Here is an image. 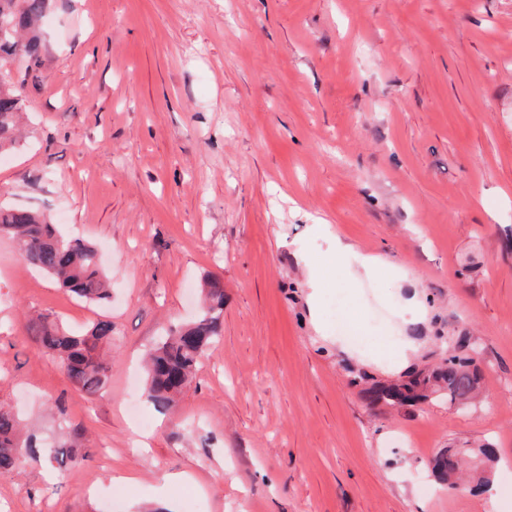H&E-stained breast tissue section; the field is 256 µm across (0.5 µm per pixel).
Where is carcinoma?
<instances>
[{
	"instance_id": "obj_1",
	"label": "carcinoma",
	"mask_w": 512,
	"mask_h": 512,
	"mask_svg": "<svg viewBox=\"0 0 512 512\" xmlns=\"http://www.w3.org/2000/svg\"><path fill=\"white\" fill-rule=\"evenodd\" d=\"M47 0H0V22L11 34L0 38V68L21 57L37 65L43 53L39 24ZM23 88L0 79V156L19 144ZM0 233L11 235L23 263L34 266L81 300L104 306L110 302V278L102 269L96 247L81 239L59 235L47 218L27 208H0ZM205 299L199 316L176 333L157 343L149 353L145 394L148 402L164 410L172 405L191 381L211 345L221 336L224 288L218 281L204 284ZM35 340L38 348L58 360L70 384L94 394L108 379L109 355L103 348L112 343V321L102 318L84 334H73L47 316L38 317ZM480 374L472 357L451 355L433 370L412 371L397 385L374 383L368 394L389 406H413L434 392L450 403H464L477 391ZM75 432L56 444L34 435L22 437L18 417L0 407V476L11 475L21 454L62 469L80 462L75 454ZM434 470L443 481L461 472V459L453 448H445L434 459Z\"/></svg>"
}]
</instances>
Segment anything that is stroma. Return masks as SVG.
I'll list each match as a JSON object with an SVG mask.
<instances>
[{"mask_svg": "<svg viewBox=\"0 0 512 512\" xmlns=\"http://www.w3.org/2000/svg\"><path fill=\"white\" fill-rule=\"evenodd\" d=\"M42 29L37 70L0 75L28 123L0 203L92 242L112 303L0 235V406L48 440L84 432L77 465L0 478V512L119 493V512H512V0H49ZM340 242L378 271L354 279ZM214 277L223 334L157 411L131 394L142 361ZM30 311L74 332L111 317L101 393L39 352ZM465 341L474 403L393 408L354 381ZM484 443L494 497L433 475L439 450Z\"/></svg>", "mask_w": 512, "mask_h": 512, "instance_id": "1", "label": "stroma"}]
</instances>
